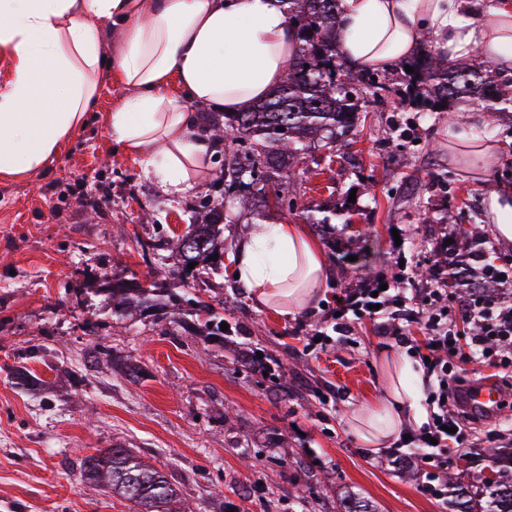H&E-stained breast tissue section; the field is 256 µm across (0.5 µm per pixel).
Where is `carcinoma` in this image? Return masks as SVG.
Wrapping results in <instances>:
<instances>
[{"label": "carcinoma", "instance_id": "cac0c4a2", "mask_svg": "<svg viewBox=\"0 0 512 512\" xmlns=\"http://www.w3.org/2000/svg\"><path fill=\"white\" fill-rule=\"evenodd\" d=\"M296 29L295 55L283 83L246 112L224 114V121L208 118L212 134L224 142V195L249 207L256 192L272 187L271 205L281 211L297 207L289 191L298 176L305 143L317 140L331 150L337 137L349 131L359 101L382 106L404 95L430 110L448 107L454 100L484 104L495 112L512 109V77L503 79L491 68L448 69V59L435 52L430 37L423 38L421 55L412 73L397 77L388 69L353 74L338 50L339 0H285ZM197 207L204 221L188 226L176 245L187 266L213 253L214 228L224 222V211L211 198ZM84 479L105 484L137 512H172L176 496L163 475L127 454L122 448L101 450L84 457ZM455 512H512V472L497 470L493 478L479 476L477 486L448 478ZM337 512H377L368 500L346 493Z\"/></svg>", "mask_w": 512, "mask_h": 512}]
</instances>
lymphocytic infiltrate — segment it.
I'll use <instances>...</instances> for the list:
<instances>
[{"label": "lymphocytic infiltrate", "instance_id": "f902f5d3", "mask_svg": "<svg viewBox=\"0 0 512 512\" xmlns=\"http://www.w3.org/2000/svg\"><path fill=\"white\" fill-rule=\"evenodd\" d=\"M336 309L335 316L310 330L305 343L309 352L325 351L331 334L351 335L354 324L365 320L387 323L388 333L399 338L414 326L423 332V347L429 356L424 378L431 414L415 436L421 444L417 459L444 463L450 448L463 447L470 435L459 408L458 376L448 363L475 356L490 366H504L497 353L512 346V305L494 312L443 288H427L409 296L400 280L373 277L341 289ZM462 323L473 326V333L462 335L458 329Z\"/></svg>", "mask_w": 512, "mask_h": 512}]
</instances>
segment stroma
Returning <instances> with one entry per match:
<instances>
[{"mask_svg": "<svg viewBox=\"0 0 512 512\" xmlns=\"http://www.w3.org/2000/svg\"><path fill=\"white\" fill-rule=\"evenodd\" d=\"M117 95L104 79L86 126L47 168L0 182V512H131L80 477L83 457L115 445L166 477L180 512H336L344 490L377 512H454L424 491L422 470L403 474L409 449L370 453L349 423L357 408L380 403L381 352L407 345L369 322L320 354L304 337L339 289L366 277L461 291L446 255L461 230L496 265L512 263L488 211L493 189H512V118L473 105L421 111L407 99L369 108L337 156L316 143L306 150L295 211H247L221 196L218 157L187 194L167 198L106 133ZM470 123L496 150L491 170L449 157ZM206 196L226 215L223 264L187 273L169 242ZM286 222L306 224L331 273L318 306L282 317L257 308L233 270L251 225ZM116 279L157 283L162 314L113 313ZM217 317L228 325L220 339L205 330ZM16 366L37 384L12 379ZM459 376L493 380L506 396L495 422L449 451L443 483L472 481L512 448V366L465 363ZM322 391L334 399L321 402Z\"/></svg>", "mask_w": 512, "mask_h": 512, "instance_id": "35a3bbf8", "label": "stroma"}]
</instances>
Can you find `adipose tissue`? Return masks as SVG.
<instances>
[{"mask_svg":"<svg viewBox=\"0 0 512 512\" xmlns=\"http://www.w3.org/2000/svg\"><path fill=\"white\" fill-rule=\"evenodd\" d=\"M339 48L359 69L394 67L431 35L461 66L481 53L512 59V0H340ZM110 40L112 61L103 63ZM282 0H0V180L51 164L88 121L101 74L121 95L109 136L146 177L177 199L191 172L218 151L197 112H243L282 84L296 46ZM236 271L257 307L293 316L314 306L328 274L301 224H255L237 246ZM384 397L352 415L371 452L427 423L424 374L400 353L382 359Z\"/></svg>","mask_w":512,"mask_h":512,"instance_id":"obj_1","label":"adipose tissue"}]
</instances>
